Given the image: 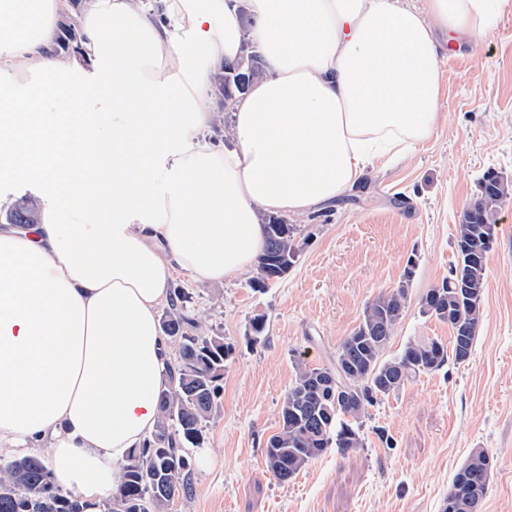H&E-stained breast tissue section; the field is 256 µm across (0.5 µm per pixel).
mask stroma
Here are the masks:
<instances>
[{
    "label": "stroma",
    "instance_id": "1",
    "mask_svg": "<svg viewBox=\"0 0 512 512\" xmlns=\"http://www.w3.org/2000/svg\"><path fill=\"white\" fill-rule=\"evenodd\" d=\"M512 180V0L474 48L444 52L437 127L393 163L370 167L335 204L297 225L300 256L258 290L248 275L201 283L176 272L198 332L232 348L216 409L192 449L190 491L173 512H442L472 449L495 458L483 512H512V197L497 215L483 314L469 359L448 361L384 396L364 417V447L328 451L292 482L268 472L265 448L295 380L294 362L329 364L379 293L408 284L384 350L449 341L421 300L456 260V226L487 172ZM263 317L253 339L250 322Z\"/></svg>",
    "mask_w": 512,
    "mask_h": 512
}]
</instances>
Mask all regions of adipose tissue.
I'll list each match as a JSON object with an SVG mask.
<instances>
[{
  "instance_id": "1",
  "label": "adipose tissue",
  "mask_w": 512,
  "mask_h": 512,
  "mask_svg": "<svg viewBox=\"0 0 512 512\" xmlns=\"http://www.w3.org/2000/svg\"><path fill=\"white\" fill-rule=\"evenodd\" d=\"M140 2L0 0V182L46 196L39 223L0 225V455L48 448L85 512L160 419L174 272L237 278L265 248L261 214L316 212L429 139L441 52L487 31L495 4ZM71 15L64 65L52 48ZM251 49L265 74L214 146L210 74Z\"/></svg>"
}]
</instances>
